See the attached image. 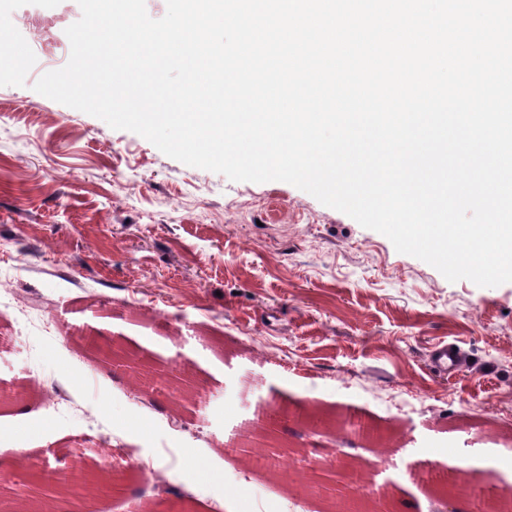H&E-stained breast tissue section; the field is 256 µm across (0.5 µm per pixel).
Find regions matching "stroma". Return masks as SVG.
Listing matches in <instances>:
<instances>
[{
    "label": "stroma",
    "instance_id": "35a3bbf8",
    "mask_svg": "<svg viewBox=\"0 0 512 512\" xmlns=\"http://www.w3.org/2000/svg\"><path fill=\"white\" fill-rule=\"evenodd\" d=\"M77 0H0V381L40 396L0 404V502L20 448L152 460L113 472L93 512H255L264 493L324 512L330 492L387 490L394 512H435L424 467L462 471L512 501V283L451 282L383 234L283 181L234 182L174 160L140 135L34 91L67 63ZM121 337L140 363L206 384L203 413L152 401L92 363L68 328ZM454 346L450 374L434 350ZM279 404L269 422L260 403ZM326 423L321 447L306 419ZM203 437H195V430ZM181 439L193 478L154 449Z\"/></svg>",
    "mask_w": 512,
    "mask_h": 512
}]
</instances>
